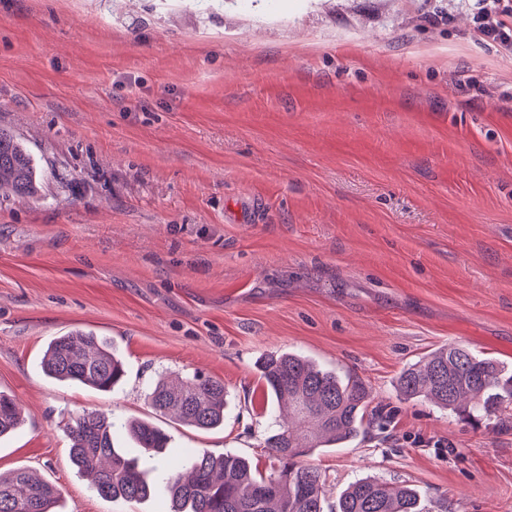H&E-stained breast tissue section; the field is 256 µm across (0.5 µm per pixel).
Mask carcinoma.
I'll return each mask as SVG.
<instances>
[{
    "instance_id": "obj_1",
    "label": "carcinoma",
    "mask_w": 512,
    "mask_h": 512,
    "mask_svg": "<svg viewBox=\"0 0 512 512\" xmlns=\"http://www.w3.org/2000/svg\"><path fill=\"white\" fill-rule=\"evenodd\" d=\"M41 191L25 142L0 128V196H35ZM45 373L108 392L125 377L112 346L90 332L54 338L43 358ZM266 395L286 402L292 416L267 437L263 448L277 462L264 475L234 453L214 457L189 453L179 467L157 460L167 434L146 420L116 424L105 412L82 414L70 427V459L92 474L97 493L111 500L143 501L159 485L165 512H324L326 477L306 457L319 448L356 440L382 418L368 412L360 381H343L309 359L271 352L260 362ZM396 386L405 399L423 397L461 419L478 422L512 407V372L494 358L459 344L443 345L401 370ZM150 407L184 424L209 430L224 425V381L197 376L176 384L158 379ZM23 424L17 403L0 393V437ZM129 434L139 454L114 445ZM55 487L24 468L0 473V512H50ZM336 512H429L407 486L363 478L340 496Z\"/></svg>"
}]
</instances>
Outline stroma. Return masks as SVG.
Wrapping results in <instances>:
<instances>
[{
	"instance_id": "35a3bbf8",
	"label": "stroma",
	"mask_w": 512,
	"mask_h": 512,
	"mask_svg": "<svg viewBox=\"0 0 512 512\" xmlns=\"http://www.w3.org/2000/svg\"><path fill=\"white\" fill-rule=\"evenodd\" d=\"M0 127L42 178L0 201V392L24 424L0 473L55 512L101 498L69 458L81 413L153 419L167 459L271 462L282 409L257 360L306 356L386 415L311 462L335 507L373 475L448 512H512V410L468 425L400 399L398 373L459 343L512 368V50L456 0H0ZM125 362L109 393L44 375L51 338ZM222 379L223 427L153 415L162 374Z\"/></svg>"
}]
</instances>
